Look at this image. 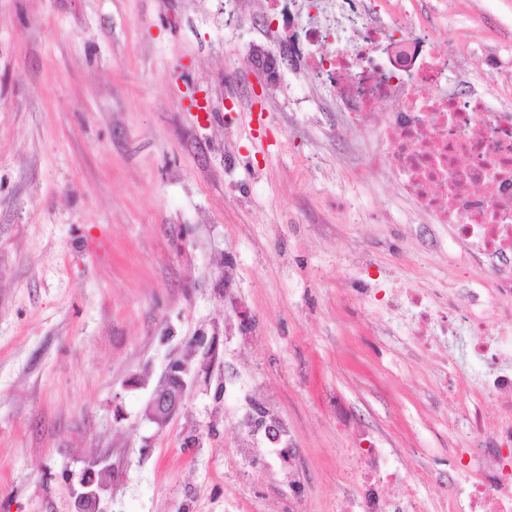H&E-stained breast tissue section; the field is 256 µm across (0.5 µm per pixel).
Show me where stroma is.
<instances>
[{"mask_svg": "<svg viewBox=\"0 0 512 512\" xmlns=\"http://www.w3.org/2000/svg\"><path fill=\"white\" fill-rule=\"evenodd\" d=\"M244 2L0 0V512H75L98 461L102 512H343L367 437L433 510L493 445L388 299L440 309L469 288L488 306L484 269L444 260L448 232L366 168L369 133L341 131L268 0ZM402 2L461 48L473 91L512 71V0ZM188 355L158 427L151 393ZM257 405L288 464L242 424ZM252 66L261 73L267 82H275L278 78L279 63L277 58L270 56L260 48H253L250 55ZM190 370L179 362H173L155 387L148 407V415L159 427L184 405Z\"/></svg>", "mask_w": 512, "mask_h": 512, "instance_id": "35a3bbf8", "label": "stroma"}]
</instances>
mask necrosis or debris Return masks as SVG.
I'll return each mask as SVG.
<instances>
[{
	"instance_id": "necrosis-or-debris-1",
	"label": "necrosis or debris",
	"mask_w": 512,
	"mask_h": 512,
	"mask_svg": "<svg viewBox=\"0 0 512 512\" xmlns=\"http://www.w3.org/2000/svg\"><path fill=\"white\" fill-rule=\"evenodd\" d=\"M292 55L304 60L312 83L330 87L342 121L373 133L365 158L394 178L431 224L453 231L455 253L486 263L496 295L512 300V109L483 95L448 87L458 51L439 54L408 12L382 20L375 0H302L324 12L305 24L291 0H271ZM399 111H386L392 98ZM417 312L418 335L444 328L461 360L448 379L469 402L467 427L479 429L488 398H512V317L486 309L440 313L422 294L406 296ZM477 378H470V368ZM494 447L471 454L470 473L442 501L441 512H512V414L500 416ZM393 455L369 441L359 496L351 512H428L415 496L391 494Z\"/></svg>"
}]
</instances>
